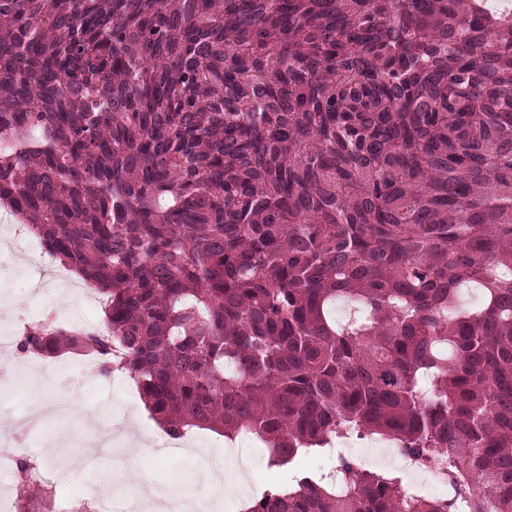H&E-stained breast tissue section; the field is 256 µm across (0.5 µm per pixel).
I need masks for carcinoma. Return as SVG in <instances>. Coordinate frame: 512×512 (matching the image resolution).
Wrapping results in <instances>:
<instances>
[{
    "mask_svg": "<svg viewBox=\"0 0 512 512\" xmlns=\"http://www.w3.org/2000/svg\"><path fill=\"white\" fill-rule=\"evenodd\" d=\"M1 205L106 298L20 352L128 375L173 439L251 430L288 469L381 438L456 492L342 458L249 512H512L511 16L0 0ZM423 479L420 483L411 485L409 487L413 492L420 495H429V496H440L443 494L431 495V493L438 492L441 489H444V485L442 484V478L438 470L434 468H423L421 470Z\"/></svg>",
    "mask_w": 512,
    "mask_h": 512,
    "instance_id": "carcinoma-1",
    "label": "carcinoma"
}]
</instances>
